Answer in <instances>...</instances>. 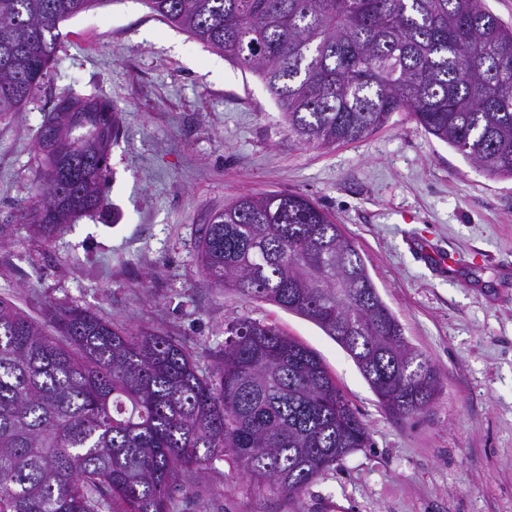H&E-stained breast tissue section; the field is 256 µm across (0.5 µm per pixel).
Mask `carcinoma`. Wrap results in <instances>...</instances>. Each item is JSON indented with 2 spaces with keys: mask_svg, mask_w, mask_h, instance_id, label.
Listing matches in <instances>:
<instances>
[{
  "mask_svg": "<svg viewBox=\"0 0 512 512\" xmlns=\"http://www.w3.org/2000/svg\"><path fill=\"white\" fill-rule=\"evenodd\" d=\"M107 0H0V112L39 88L59 25ZM264 83L306 147L356 142L407 112L473 167L512 178V28L481 0H144ZM121 117L68 96L39 133L49 241L97 209ZM213 286L317 325L390 415L425 413L439 374L405 337L354 242L288 192L240 194L202 225ZM203 368L184 345L78 308L43 322L0 298V512H175L213 461L282 496L307 490L370 433L322 358L278 327L227 324Z\"/></svg>",
  "mask_w": 512,
  "mask_h": 512,
  "instance_id": "1",
  "label": "carcinoma"
}]
</instances>
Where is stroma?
<instances>
[{"label": "stroma", "instance_id": "obj_1", "mask_svg": "<svg viewBox=\"0 0 512 512\" xmlns=\"http://www.w3.org/2000/svg\"><path fill=\"white\" fill-rule=\"evenodd\" d=\"M61 31L40 90L0 114V297L36 319L78 307L154 328L203 367L227 323L276 325L321 356L373 442L291 498L215 462L180 512H512V179L476 170L405 112L333 150L301 146L256 75L143 0H107ZM90 95L122 113L105 199L48 244L20 217L38 197L40 127L60 98ZM274 191L309 197L354 241L438 369L427 412L393 418L313 322L205 280L201 225L239 194Z\"/></svg>", "mask_w": 512, "mask_h": 512}]
</instances>
